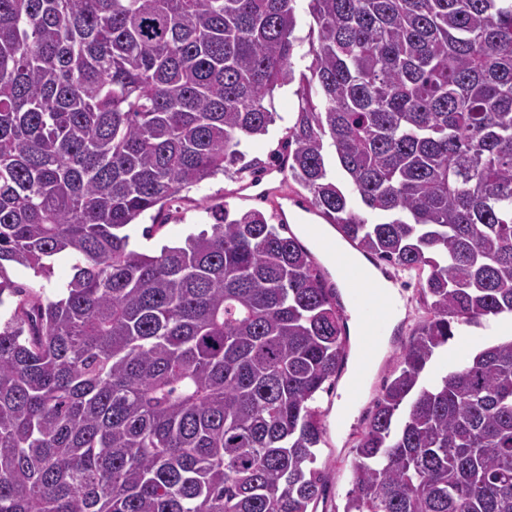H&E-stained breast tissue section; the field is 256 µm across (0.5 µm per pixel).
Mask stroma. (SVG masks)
<instances>
[{"mask_svg": "<svg viewBox=\"0 0 512 512\" xmlns=\"http://www.w3.org/2000/svg\"><path fill=\"white\" fill-rule=\"evenodd\" d=\"M279 114L277 123L270 127L267 135L243 142L241 149L245 161H259L264 170L261 174V190L249 187L251 176L242 172L231 179L220 175L205 180L185 190L182 200L164 208L160 214L146 213L129 228L130 249L148 254L159 253L162 246L183 245L186 237L208 229L211 222L208 206L225 203L231 210L244 212L258 209L266 215H276L278 210L287 213L288 227L299 232L301 225L320 223V216L308 202V193L294 181L284 178L279 167V151L291 123L299 100L294 87L279 91L274 100ZM151 228V236H143L144 228ZM73 260L65 254L53 261L50 277L34 276L32 271L18 266L9 267L8 273L15 282L44 289L49 296H59L62 288L73 275ZM390 278L398 284L403 300L404 314L391 339L381 364H378L368 384L359 393L355 412L346 423L338 421V404L342 398L344 377H337L329 388L319 392L314 406L324 429L319 445L317 465L328 476L323 499L318 512H341L346 497L354 484L353 461L355 446L366 427V417L373 406L384 380L398 363L403 347L409 342L414 329L425 316L423 301L419 294L420 284L415 273L389 268ZM512 339V315L502 314L487 317L474 324L457 326L454 338L439 350L427 368L423 381L434 384L446 371L465 365L469 359L484 348Z\"/></svg>", "mask_w": 512, "mask_h": 512, "instance_id": "1", "label": "stroma"}]
</instances>
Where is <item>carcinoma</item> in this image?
Segmentation results:
<instances>
[{
    "label": "carcinoma",
    "instance_id": "obj_1",
    "mask_svg": "<svg viewBox=\"0 0 512 512\" xmlns=\"http://www.w3.org/2000/svg\"><path fill=\"white\" fill-rule=\"evenodd\" d=\"M295 2L0 0V512H317L348 342L324 270L255 209L157 254L127 233L240 173L294 82L288 177L427 313L343 512H512V339L422 382L512 314V0H309L298 77ZM59 254L60 297L8 276ZM307 0H297L295 3L297 28L296 36L300 39L295 50L293 62L295 63L296 76L298 77L301 72H306V67L311 62V38L309 37L310 24H313L312 18L308 13ZM497 322L500 329L495 327ZM510 327H512V315L507 313L483 318L474 324L457 326L454 338L436 353L424 373V383L434 384L446 371L465 365L473 355L484 348L510 340L512 337ZM464 337L472 340L470 345L462 342Z\"/></svg>",
    "mask_w": 512,
    "mask_h": 512
}]
</instances>
